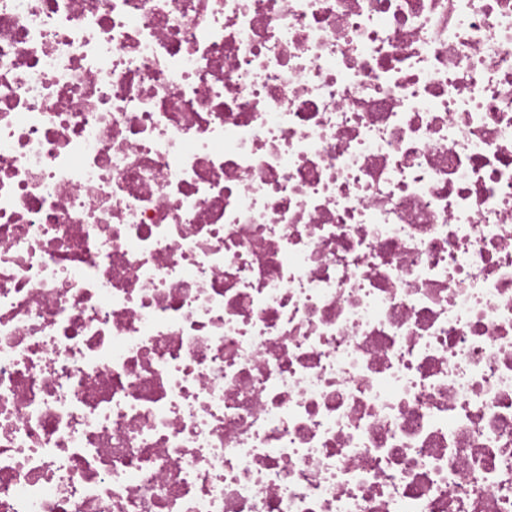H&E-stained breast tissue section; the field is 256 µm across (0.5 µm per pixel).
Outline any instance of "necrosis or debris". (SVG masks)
Instances as JSON below:
<instances>
[{
	"mask_svg": "<svg viewBox=\"0 0 512 512\" xmlns=\"http://www.w3.org/2000/svg\"><path fill=\"white\" fill-rule=\"evenodd\" d=\"M0 512H512V0H0Z\"/></svg>",
	"mask_w": 512,
	"mask_h": 512,
	"instance_id": "necrosis-or-debris-1",
	"label": "necrosis or debris"
}]
</instances>
